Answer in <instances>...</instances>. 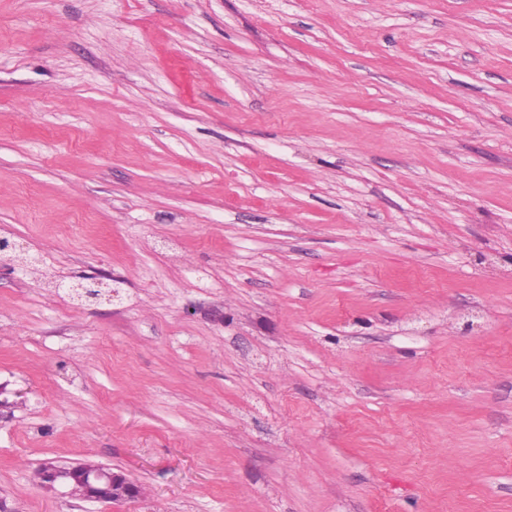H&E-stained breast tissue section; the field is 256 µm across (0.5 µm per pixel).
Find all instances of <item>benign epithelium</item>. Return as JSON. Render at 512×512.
<instances>
[{"mask_svg":"<svg viewBox=\"0 0 512 512\" xmlns=\"http://www.w3.org/2000/svg\"><path fill=\"white\" fill-rule=\"evenodd\" d=\"M74 477L82 479L88 485L89 493L86 498L89 500L119 502L135 498L142 492L141 487L125 472H115L102 465L81 471L50 466L43 489L64 495L69 479Z\"/></svg>","mask_w":512,"mask_h":512,"instance_id":"7a95c632","label":"benign epithelium"}]
</instances>
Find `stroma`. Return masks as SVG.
I'll return each instance as SVG.
<instances>
[{"label":"stroma","mask_w":512,"mask_h":512,"mask_svg":"<svg viewBox=\"0 0 512 512\" xmlns=\"http://www.w3.org/2000/svg\"><path fill=\"white\" fill-rule=\"evenodd\" d=\"M0 237L12 512H512V0H0ZM74 477H79L88 485L89 493L84 498L89 500L119 502L138 497L142 492L141 487L125 472H115L102 465L81 471L49 466L43 489L66 495L67 483Z\"/></svg>","instance_id":"stroma-1"}]
</instances>
